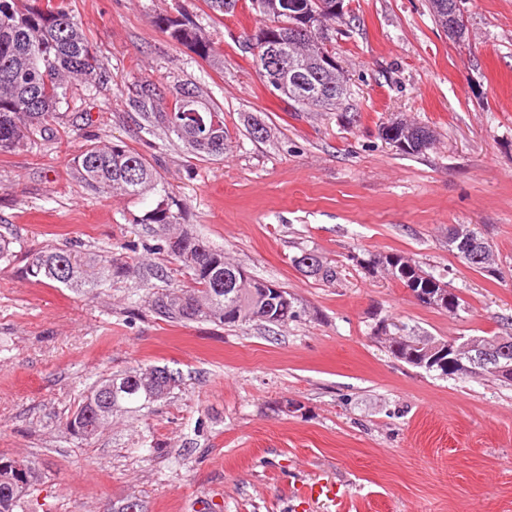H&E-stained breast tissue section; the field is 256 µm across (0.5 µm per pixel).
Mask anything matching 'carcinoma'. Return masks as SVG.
<instances>
[{
    "label": "carcinoma",
    "instance_id": "1",
    "mask_svg": "<svg viewBox=\"0 0 512 512\" xmlns=\"http://www.w3.org/2000/svg\"><path fill=\"white\" fill-rule=\"evenodd\" d=\"M261 15L263 29L249 39L257 72L266 85L299 112L328 109L336 100L348 95L342 71L325 59H335L328 50L332 40L329 29L321 27L316 41V56L305 57L288 40V24L295 21L293 13L307 10L326 19H336V0H253ZM154 23L179 44L199 57H215L213 43L203 36L193 21L185 16L159 15ZM94 87L106 81L105 72L83 29L75 20L68 0H0V152H9L36 138L45 136L57 109L71 97L73 82ZM159 93L151 84L140 85L134 105L148 126H161L169 138L183 143L201 157L221 158L228 150L224 137V112L217 105L201 101L196 86L184 85L177 91L170 110L157 107ZM382 135L399 144L406 153H420L432 145L433 135L421 126L388 124ZM72 169L79 181L98 194L119 189L128 195L160 196L155 208L145 212L140 224H154L160 242L149 249L165 250L189 274L193 287L173 289L153 297V312L165 320L178 322L210 321L219 324L246 325L252 308L262 309L265 324H281L299 316L295 305L275 306L242 292L234 279L244 269L224 261V251L206 241L183 232L170 235V226L185 221V208L169 196L154 167L140 154L118 144L87 145L72 157ZM481 235L468 227L450 228L448 247L462 262L474 270H487L483 260L463 257L465 249L481 242ZM295 266L311 277L331 281L336 270L313 251H304L294 258ZM360 264L386 274L412 292L448 295V307L461 309L460 298L447 289V283L426 273L409 257L400 254H370ZM131 267L114 257L91 253L78 256L69 250L50 248L32 256L28 274L40 281L47 279L67 287L91 286L99 280L126 277ZM391 354L413 365L412 345L393 338ZM113 380L102 379L91 388L70 419L68 431L84 440L87 433L85 414L100 408L98 389ZM179 375L169 372L145 387L142 381L126 382L112 400V409L154 402L152 394L168 396L179 386ZM36 480V473L27 464L0 458V512H16L26 489Z\"/></svg>",
    "mask_w": 512,
    "mask_h": 512
}]
</instances>
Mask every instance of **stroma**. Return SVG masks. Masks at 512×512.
Segmentation results:
<instances>
[{"label":"stroma","instance_id":"35a3bbf8","mask_svg":"<svg viewBox=\"0 0 512 512\" xmlns=\"http://www.w3.org/2000/svg\"><path fill=\"white\" fill-rule=\"evenodd\" d=\"M107 81L61 105L52 134L0 153V457L32 464L23 512H512V382L440 375L394 358L391 334L512 336V0H460L455 40L428 0H344L332 50L350 93L327 112H297L258 75L246 40L251 0L213 14L205 0H68ZM185 15L214 44L216 67L172 41L156 16ZM143 83L172 107L196 85L224 111L229 150L199 158L133 101ZM429 128L407 154L382 126ZM268 130L254 139L248 124ZM120 143L157 170L186 223L227 261L290 293L282 325L171 322L148 303L192 282L167 253L146 252L139 218L157 195H96L71 159ZM477 228L493 272L468 268L448 229ZM47 248L103 252L136 277L68 288L26 272ZM312 250L326 282L293 263ZM398 253L447 282L465 309L425 305L357 257ZM163 269L167 281L155 279ZM165 366L166 399L113 413L92 440L66 422L99 379ZM335 484V500L299 508V489Z\"/></svg>","mask_w":512,"mask_h":512}]
</instances>
